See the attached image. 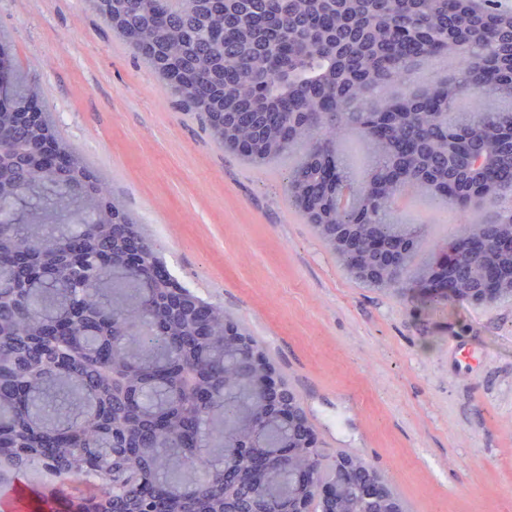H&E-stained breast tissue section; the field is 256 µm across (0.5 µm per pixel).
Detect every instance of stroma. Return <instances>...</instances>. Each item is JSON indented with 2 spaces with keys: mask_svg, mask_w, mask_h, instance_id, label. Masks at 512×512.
Here are the masks:
<instances>
[{
  "mask_svg": "<svg viewBox=\"0 0 512 512\" xmlns=\"http://www.w3.org/2000/svg\"><path fill=\"white\" fill-rule=\"evenodd\" d=\"M0 35L11 86L41 87L167 271L262 341L327 452L362 455L407 512H512V300L354 283L289 204L291 159L225 152L86 0H0Z\"/></svg>",
  "mask_w": 512,
  "mask_h": 512,
  "instance_id": "1",
  "label": "stroma"
}]
</instances>
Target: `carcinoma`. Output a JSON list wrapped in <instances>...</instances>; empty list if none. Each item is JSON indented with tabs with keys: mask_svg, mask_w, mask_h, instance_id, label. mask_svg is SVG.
Listing matches in <instances>:
<instances>
[{
	"mask_svg": "<svg viewBox=\"0 0 512 512\" xmlns=\"http://www.w3.org/2000/svg\"><path fill=\"white\" fill-rule=\"evenodd\" d=\"M512 16L465 7L459 0H141L112 28L155 72L185 112L202 116L214 142L262 168L297 153L288 200L306 223L370 225L390 243L414 241L386 288H418L427 233L401 219L399 199L412 194L465 217L486 201L512 194ZM472 51L457 75L425 86L395 79L435 57ZM30 87L12 94L18 107L39 100ZM0 461L21 473L38 460L56 484L29 486L35 512H63L72 500L59 487H88L82 512H306L329 505L315 486L335 484L344 512H363L362 456L327 454L318 440L301 447L284 434L272 402L243 368L225 333L244 325L176 278L146 288L164 267L142 240L127 253L114 229H139L109 197L95 169L59 139L49 113L30 122L0 112ZM354 134L364 155L355 164L342 144ZM46 138L68 166L26 163L30 144ZM325 155L361 200L336 207ZM495 211L470 218L459 233L490 224L512 233ZM353 275L370 262L339 254ZM493 260L498 293L512 299V253L493 249L467 260L471 272ZM268 455L264 477L224 488V467L243 469L244 453ZM347 460L350 470L337 464Z\"/></svg>",
	"mask_w": 512,
	"mask_h": 512,
	"instance_id": "cac0c4a2",
	"label": "carcinoma"
}]
</instances>
